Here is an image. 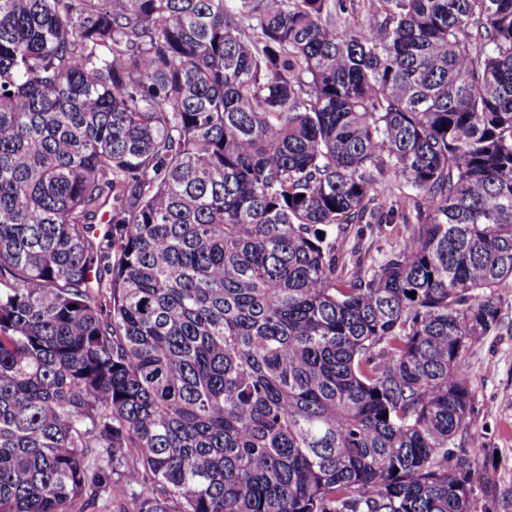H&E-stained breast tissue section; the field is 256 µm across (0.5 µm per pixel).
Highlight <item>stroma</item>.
<instances>
[{"mask_svg":"<svg viewBox=\"0 0 512 512\" xmlns=\"http://www.w3.org/2000/svg\"><path fill=\"white\" fill-rule=\"evenodd\" d=\"M498 297L500 326L465 352L475 406L468 430L475 512H512V288L499 289Z\"/></svg>","mask_w":512,"mask_h":512,"instance_id":"35a3bbf8","label":"stroma"}]
</instances>
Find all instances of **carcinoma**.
<instances>
[{
	"label": "carcinoma",
	"instance_id": "obj_1",
	"mask_svg": "<svg viewBox=\"0 0 512 512\" xmlns=\"http://www.w3.org/2000/svg\"><path fill=\"white\" fill-rule=\"evenodd\" d=\"M508 285L512 0H0V512H471ZM403 226L397 229L386 228V230L378 235H367L362 241L366 250L368 261L371 259H380L384 254L388 253L397 243L398 234L401 235Z\"/></svg>",
	"mask_w": 512,
	"mask_h": 512
}]
</instances>
